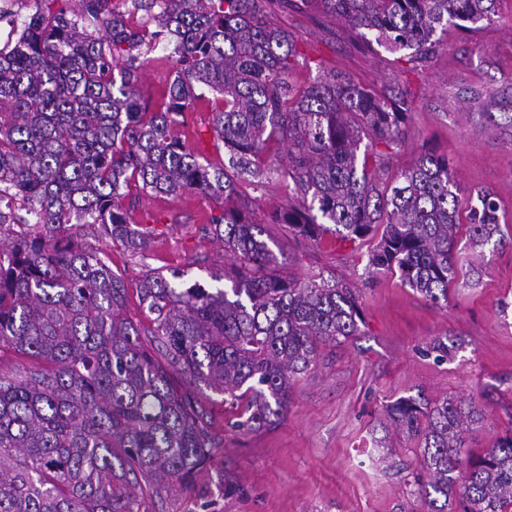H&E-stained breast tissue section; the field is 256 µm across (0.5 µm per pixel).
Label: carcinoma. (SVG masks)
Instances as JSON below:
<instances>
[{"label":"carcinoma","instance_id":"1","mask_svg":"<svg viewBox=\"0 0 512 512\" xmlns=\"http://www.w3.org/2000/svg\"><path fill=\"white\" fill-rule=\"evenodd\" d=\"M12 47L0 49V349L29 365L0 373V512H134L133 492L191 489L217 447L196 388L224 395L236 426L258 431L284 414L290 385L319 345L360 333L359 294L332 279L275 273L269 224L298 237L375 239L368 267L448 302L463 273L458 234L475 247L509 245L489 191L462 198L448 158L430 153L391 180L367 169L363 138L406 139L404 95L328 73L303 88L290 74L296 41L258 0H42ZM323 10L391 52L423 61L452 22L474 32L497 0H319ZM173 37L177 77L164 100L134 84L151 31ZM98 32L88 31L89 25ZM213 95L212 166L178 132L186 109ZM288 147V170L266 166ZM288 177V207L255 221L246 205L209 218L239 265L229 288L181 287L182 273L147 270L138 299L149 325L127 316L122 275L61 236L99 225L139 249L122 205L195 192L228 198L240 175ZM385 421L421 448L419 492L430 512H505L512 505V433L480 453L463 448L484 421L462 400L400 398Z\"/></svg>","mask_w":512,"mask_h":512}]
</instances>
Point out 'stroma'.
Masks as SVG:
<instances>
[{
  "mask_svg": "<svg viewBox=\"0 0 512 512\" xmlns=\"http://www.w3.org/2000/svg\"><path fill=\"white\" fill-rule=\"evenodd\" d=\"M267 15L295 37L301 60L291 77L295 85L336 72L386 94L407 95L409 134L383 151L388 177L411 167L422 149L447 156L464 191L494 193L500 220L512 231V0H497L494 21L478 32L452 27L440 34L418 63L365 43L313 2L299 8L275 0ZM175 74L166 52L153 50L135 90L159 101ZM237 191L259 220L288 204L286 183L277 178L264 184L248 178ZM123 205L132 228L148 236L143 254L86 225H69L68 233L84 247L103 250L122 274L131 319L143 318L138 288L149 269L183 270L185 287H217V275L233 258L207 219L223 211V202L195 193L150 197L133 188ZM268 232L284 275L333 276L359 289L361 332L321 346L272 428H235L223 394L199 390L219 440L212 463L191 490L170 487L158 498L137 497L135 512H427L414 482L420 449L415 441L383 435L378 422L392 402L421 395L481 407L485 420L473 451L512 429V246L474 249L460 240L458 264L477 270L479 284L450 286L447 304L437 305L398 275L369 272L372 241L328 235L310 242L283 224L269 225ZM437 339L454 344L450 359L430 352Z\"/></svg>",
  "mask_w": 512,
  "mask_h": 512,
  "instance_id": "1",
  "label": "stroma"
}]
</instances>
